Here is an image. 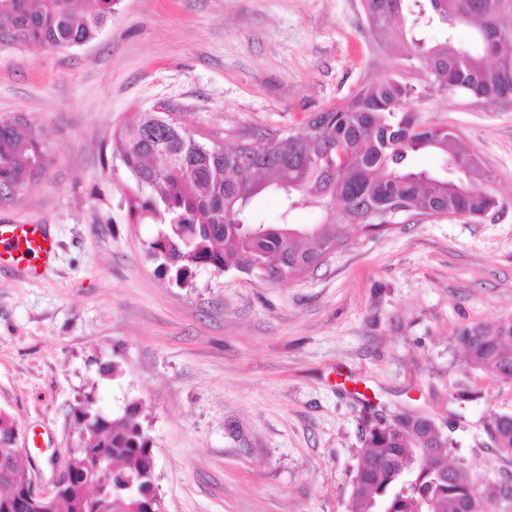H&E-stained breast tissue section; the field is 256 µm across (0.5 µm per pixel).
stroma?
Instances as JSON below:
<instances>
[{"label": "stroma", "mask_w": 512, "mask_h": 512, "mask_svg": "<svg viewBox=\"0 0 512 512\" xmlns=\"http://www.w3.org/2000/svg\"><path fill=\"white\" fill-rule=\"evenodd\" d=\"M395 41L364 0H120L86 44L0 49V116L48 135L45 173L0 205L1 223L56 242L39 276L0 269V414L43 480L88 396L115 416L138 405L163 512H346L364 419L404 407L437 422L477 486L512 477L486 434L489 413L512 414V382L466 369L454 342L512 315V106L428 90ZM390 78L421 87L419 124L477 153L497 212L350 227L298 280L198 268L180 286L148 255L158 227L127 212L119 125L162 103L230 146Z\"/></svg>", "instance_id": "35a3bbf8"}]
</instances>
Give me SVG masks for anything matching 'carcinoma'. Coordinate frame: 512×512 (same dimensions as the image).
Wrapping results in <instances>:
<instances>
[{
	"mask_svg": "<svg viewBox=\"0 0 512 512\" xmlns=\"http://www.w3.org/2000/svg\"><path fill=\"white\" fill-rule=\"evenodd\" d=\"M118 0H93L83 9L77 0H0V47L78 46L93 40ZM432 14L451 32L461 23L475 28L477 49L413 38L407 56L420 59L430 76L428 88L456 91L492 105L512 104V0H429ZM367 20L375 30L403 32L405 0H367ZM415 86L386 79L360 87L347 101L323 111L311 126L256 135V153L203 144L178 123L163 124L162 112H142L112 134V156L130 173L135 187L125 195L135 220H158L164 228L150 244L184 284L192 270L236 269L249 273L259 262L275 273L298 279L315 270L330 251L347 242L348 225L392 224L388 208L399 204L409 217L479 220L501 207L484 188L489 179L479 157L463 146L451 127L416 124ZM20 117L0 118V202L26 190L48 164L47 133L21 130ZM342 147L338 157L336 147ZM435 150L445 157L446 171L463 177L417 169L412 155ZM282 196L284 218L316 205L322 223L307 235L285 232L286 224H265L251 209L263 191ZM455 343L466 368L512 382V316L492 326L463 328ZM135 404L114 418L88 402L79 418L78 450L71 454L70 481L54 503L25 508L16 505L28 466L11 445L12 421L0 415V512H158L156 490L147 495L125 489L126 479L149 481L155 468L150 439L138 420ZM489 440L512 448V422H492ZM456 446L440 434L426 446L425 434L407 419L379 428L364 422L360 461L352 477L346 512H373L384 501L389 512H494L498 489L485 496L468 476L446 474Z\"/></svg>",
	"mask_w": 512,
	"mask_h": 512,
	"instance_id": "obj_1",
	"label": "carcinoma"
}]
</instances>
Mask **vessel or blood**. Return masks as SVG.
Returning <instances> with one entry per match:
<instances>
[{"label":"vessel or blood","mask_w":512,"mask_h":512,"mask_svg":"<svg viewBox=\"0 0 512 512\" xmlns=\"http://www.w3.org/2000/svg\"><path fill=\"white\" fill-rule=\"evenodd\" d=\"M51 240L43 224H0V266L38 273L54 253Z\"/></svg>","instance_id":"b4317fda"}]
</instances>
